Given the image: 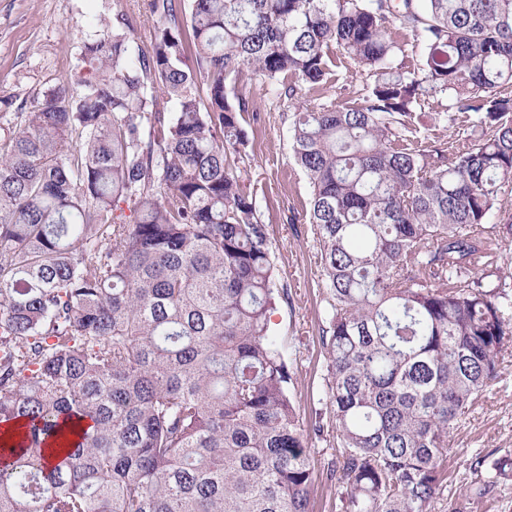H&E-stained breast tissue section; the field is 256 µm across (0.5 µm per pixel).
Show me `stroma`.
Returning <instances> with one entry per match:
<instances>
[{
  "label": "stroma",
  "instance_id": "obj_1",
  "mask_svg": "<svg viewBox=\"0 0 512 512\" xmlns=\"http://www.w3.org/2000/svg\"><path fill=\"white\" fill-rule=\"evenodd\" d=\"M145 0H0V136L30 111L37 92L63 85L80 65L82 40L93 33L94 17H111L124 6L138 18L134 42L145 48L157 24ZM330 88L306 92L310 105L328 100L342 103L365 93V79L346 69L342 59L330 66ZM234 91L254 108L243 115L247 143L235 165L256 199L268 226L276 257L279 285L284 290L271 315V331L281 344L294 373L292 400L307 431L316 468L310 490V512H336V487L326 473L336 450L328 435H316L319 398L326 373L320 336L325 324L326 295L316 264L318 244L302 214L309 200V184L295 164L289 144L292 114L267 84L242 72ZM448 458V488L435 512H512V480L501 482L479 500L467 497L472 479L469 464L480 455L494 462L512 456V363L486 391L483 404L462 421L453 435Z\"/></svg>",
  "mask_w": 512,
  "mask_h": 512
}]
</instances>
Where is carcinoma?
Returning a JSON list of instances; mask_svg holds the SVG:
<instances>
[{"instance_id": "carcinoma-1", "label": "carcinoma", "mask_w": 512, "mask_h": 512, "mask_svg": "<svg viewBox=\"0 0 512 512\" xmlns=\"http://www.w3.org/2000/svg\"><path fill=\"white\" fill-rule=\"evenodd\" d=\"M147 6L149 49L129 11L97 20L80 71L0 139V424L22 422L0 512H308L274 256L231 162L244 67L288 102L310 188L340 512H432L454 430L512 356V0ZM338 54L368 93L305 107ZM438 98L446 141L415 125ZM470 466L478 497L512 477V456ZM391 37L402 45L405 59L411 67H417L422 61V49L417 44L414 37L404 29H401L397 23L389 26Z\"/></svg>"}]
</instances>
